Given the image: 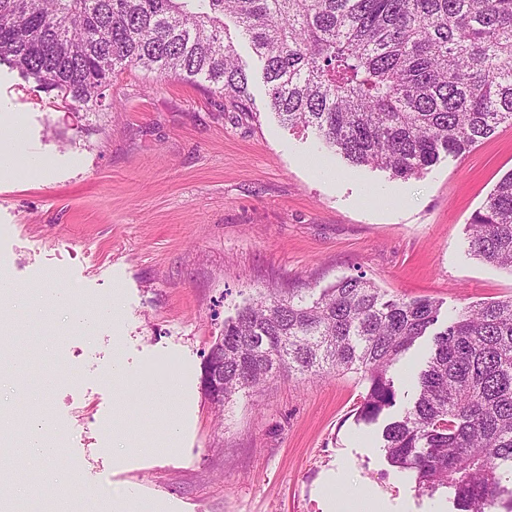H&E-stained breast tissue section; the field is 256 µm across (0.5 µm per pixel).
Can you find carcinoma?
Segmentation results:
<instances>
[{
  "label": "carcinoma",
  "mask_w": 512,
  "mask_h": 512,
  "mask_svg": "<svg viewBox=\"0 0 512 512\" xmlns=\"http://www.w3.org/2000/svg\"><path fill=\"white\" fill-rule=\"evenodd\" d=\"M231 18L263 61L270 105L355 166L408 178L512 123V0H0V62L101 107L122 70L205 82L249 112ZM473 256L512 273V171L469 223ZM439 303L393 298L364 275L261 296L224 321V399L285 369L361 374L357 420L396 405L392 368ZM413 403L382 431L391 466L448 488L456 512H512V297L464 307L436 334Z\"/></svg>",
  "instance_id": "1"
}]
</instances>
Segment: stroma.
<instances>
[{
	"instance_id": "35a3bbf8",
	"label": "stroma",
	"mask_w": 512,
	"mask_h": 512,
	"mask_svg": "<svg viewBox=\"0 0 512 512\" xmlns=\"http://www.w3.org/2000/svg\"><path fill=\"white\" fill-rule=\"evenodd\" d=\"M226 36L252 76L247 112L206 85L134 68L107 92L116 111L76 112L0 65V129L23 131L14 173L0 175V273L58 282L99 315L83 330L59 306L0 302L12 352L39 364L24 382L0 373V410L46 416L64 448L41 465L12 449L0 488L25 503L39 472L65 512H113L119 497L125 512H344L362 498L385 512H453L446 492L422 491L388 463L382 423L356 422L358 374L284 371L218 405L203 359L259 295L361 273L388 294L441 304L392 371L398 405L412 402L409 379L435 333L465 306L512 297V273L468 243L471 216L512 171V124L407 179L353 167L314 130L279 121L248 39L232 25ZM31 154L47 169L28 167ZM117 359L121 388L105 382ZM162 376L180 380L165 403L152 385Z\"/></svg>"
}]
</instances>
